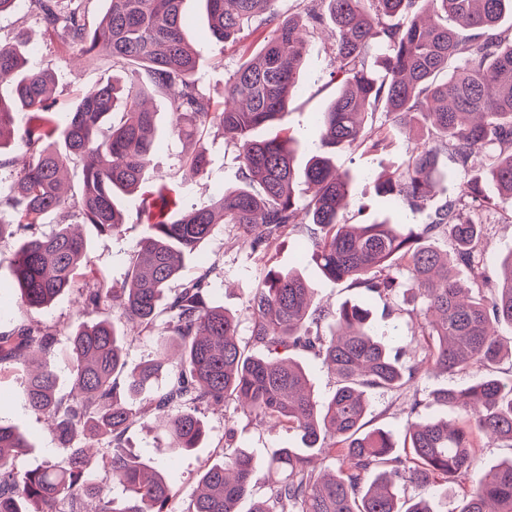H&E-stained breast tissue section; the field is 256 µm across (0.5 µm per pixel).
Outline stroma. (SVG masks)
<instances>
[{"instance_id":"35a3bbf8","label":"stroma","mask_w":512,"mask_h":512,"mask_svg":"<svg viewBox=\"0 0 512 512\" xmlns=\"http://www.w3.org/2000/svg\"><path fill=\"white\" fill-rule=\"evenodd\" d=\"M185 13L190 27L188 37L194 50L200 56L199 76L203 88L215 98H223L224 84L237 68L241 55L240 45H256L258 36L251 30L241 34L240 45H219L198 20L197 0H186ZM25 33L29 40L31 59L38 66L57 73L56 100L59 109L68 104L81 92L92 88L112 74L109 61L94 60L80 63L72 60L68 45L61 35L45 33L38 16L29 5L12 13L0 15V39H12L17 33ZM334 40L320 36L307 47L304 55L305 77L289 104L286 120L297 131L308 133L313 129V120L318 113L326 111L336 95L335 85L329 84ZM150 106L156 113L155 139L158 148L151 158L148 186L151 190L162 188L175 192L178 202L204 206L212 196L224 188L236 185L239 179L240 163L234 148L227 145L220 132H212L202 142L209 160L203 176L192 175L182 168L181 155L191 145L170 132L165 96H155ZM399 153H366L360 150H346L337 154L335 163L339 170L347 172L351 179V195L345 210L350 224H364L375 216V180L390 170L399 161ZM124 208L130 214L127 224L110 235L98 234L89 224L83 225L81 233L87 241L88 254L92 264L113 287H121L130 263L135 242L140 238L145 225L160 218L158 209H139L135 200L127 199ZM307 227H300L296 236H287L273 244L276 263L281 269L298 267L318 291L320 304L328 309L354 295L345 288L325 278L310 263L296 260V238L309 237ZM204 252L217 262V271L211 278V300L223 307L240 321L239 338L243 344H250V319L248 302L260 283L256 261L247 247L241 246L232 227H224L206 242ZM486 271L496 275L503 255L512 251V207L503 206L493 210L485 223L484 236L480 243ZM78 317V307L73 295L67 294L56 300L48 309L23 311L12 309L0 315V331L21 321H39L60 325L69 324ZM21 372L11 371L0 376V423L19 427L29 437L31 446L20 458L24 469L41 468L59 462L61 455L48 432L43 415L28 409L17 392L21 388ZM412 393H375L370 397V411L367 416L369 427H380L389 431L395 442H402L405 425L412 414L420 418L456 417L455 409L444 406L419 408L411 412ZM199 417L206 429V436L197 448L181 453L169 471V478L180 490L174 503L176 512H184L196 487L201 470L205 465L219 460L224 444V412L219 408L201 410ZM238 436L241 446L258 455H266L279 448L297 446L296 437L267 427L248 416L238 418ZM126 448L136 453H150L162 458L167 454L165 438L157 428L153 416L137 420L124 437Z\"/></svg>"}]
</instances>
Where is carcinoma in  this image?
<instances>
[{"label":"carcinoma","mask_w":512,"mask_h":512,"mask_svg":"<svg viewBox=\"0 0 512 512\" xmlns=\"http://www.w3.org/2000/svg\"><path fill=\"white\" fill-rule=\"evenodd\" d=\"M31 2L46 29H58L77 55L104 58L120 74L61 112L51 98L54 76L30 65L21 45L0 42V82L11 78L10 92L0 93V151L14 145L19 113L36 120L22 136L23 167L0 192V245L18 241L9 289L19 308L38 310L80 282L86 311L100 314L69 325L62 349L53 325L30 321L0 331V366L25 372L20 397L50 420L64 453L57 464L21 470L17 461L29 440L20 428L0 424V512H83L85 498L98 500L97 512H172L178 491L166 466L123 446L141 415L128 401L145 393L173 454L203 438L199 410L231 403L299 439L300 447L265 457L226 446L203 470L185 512H241L245 502L248 512H435L426 496L400 501L395 488L402 481L425 492L454 485L458 505L451 512H512V460L475 472L480 438L512 447V376L433 392L431 403L454 407L459 417L408 425L400 454L392 434L363 431L369 395L408 390L417 374L371 324L373 299L402 296L413 304L421 363L433 369L485 370L512 357L497 331L512 330V252L494 280L479 250L480 214L495 205L485 183L512 203V28L501 27L512 16V0H296L303 21L280 18L278 0H202L219 44L260 15L272 25L254 57L243 51L221 102L199 85V59L185 40V0H105L95 26L78 0ZM450 15L459 28L448 27ZM327 19L336 36L330 81L339 85L318 114V141L301 168L302 138L281 123L303 78L304 49ZM376 39L385 48L379 73L367 64ZM154 93L169 100L174 135L195 143L212 128L231 135L243 181L204 207L178 204L146 225L127 287L118 292L91 268L87 242L72 226L93 224L106 234L126 223L119 206L125 196L142 197L145 209L170 207L145 187L156 117L146 101ZM377 112L394 128L376 124ZM414 127L427 137L378 185L381 204L400 198L423 208L434 184L448 178L438 162L443 152L469 175L463 193L416 230L388 219L346 223L350 178L336 170L333 155L389 149L394 130ZM79 163L82 183L69 195L61 174ZM182 164L202 176L208 158L196 147ZM301 181L310 188L303 199L295 194ZM300 212L316 226L305 260L361 299L328 311L309 281L273 265L271 244L295 231ZM49 214L57 224L37 231ZM226 224L263 266L249 299L250 354L236 318L211 304L216 263L201 253ZM441 232L449 253L436 245ZM190 259L199 262L198 275L167 296ZM459 266L470 271L471 284L457 278ZM128 324L160 337L151 358L129 371ZM296 351L313 353L336 376L331 396L315 393ZM61 356L84 397L58 394ZM88 430L107 438L96 456L76 446ZM319 455L332 461V471L322 475L313 466ZM259 469L271 476L264 499L251 494ZM109 474L119 478L122 496L110 494Z\"/></svg>","instance_id":"cac0c4a2"}]
</instances>
